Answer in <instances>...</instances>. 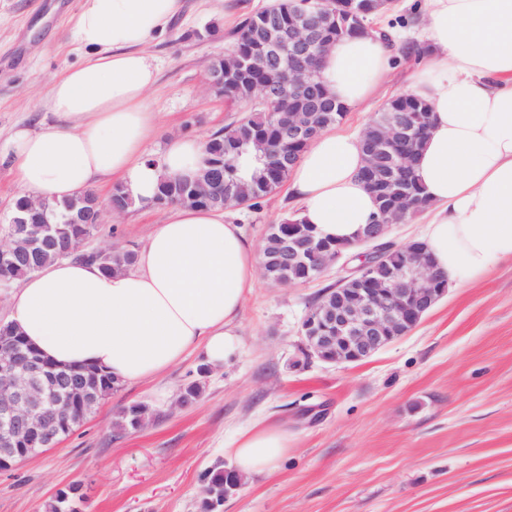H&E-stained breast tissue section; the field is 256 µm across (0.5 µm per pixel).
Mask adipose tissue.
<instances>
[{
	"mask_svg": "<svg viewBox=\"0 0 512 512\" xmlns=\"http://www.w3.org/2000/svg\"><path fill=\"white\" fill-rule=\"evenodd\" d=\"M182 0H82L75 36L82 61L48 88L60 126H20L7 153L20 188L60 202L93 183L125 185L152 205L158 184L192 178L203 139L170 140L156 164L143 145L157 116L145 102L157 68L144 52ZM428 58L410 88L432 127L415 160L432 217L421 236L450 284L461 287L512 259V0H426ZM390 49L368 33L336 41L319 66L329 96L354 108L390 70ZM359 135L324 128L289 175L303 223L319 237L356 242L376 211L360 179ZM260 254L221 209L179 206L129 268L45 265L14 292L8 318L62 367H95L124 382L154 379L194 351L218 367L240 348L238 316L257 284ZM291 440L277 425L239 435L230 457L244 475L274 474Z\"/></svg>",
	"mask_w": 512,
	"mask_h": 512,
	"instance_id": "1",
	"label": "adipose tissue"
}]
</instances>
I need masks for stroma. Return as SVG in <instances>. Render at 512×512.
Here are the masks:
<instances>
[{
  "label": "stroma",
  "instance_id": "35a3bbf8",
  "mask_svg": "<svg viewBox=\"0 0 512 512\" xmlns=\"http://www.w3.org/2000/svg\"><path fill=\"white\" fill-rule=\"evenodd\" d=\"M266 0H183L167 31L145 47L158 69L147 103L158 114L144 152L171 137L201 138L239 115L210 94L208 66L230 47L241 16ZM80 0H0V211L20 189L6 155L15 127L55 122L49 84L82 59L74 34ZM216 25L218 34L205 29ZM385 82L338 123L362 130L391 98L408 92L421 66L404 58L424 41V25L395 28ZM294 203L280 189L263 209L233 211L261 242L268 224ZM163 207L105 215L84 250H138ZM336 271L299 285L259 280L238 317L240 353L222 367L193 352L161 376L127 383L53 448L0 471V512H44L57 492L81 484L84 512H199L204 475L230 465L235 438L276 424L292 440L272 475L244 477L222 512H512V259L447 294L407 335L364 362L332 365L301 358L298 329ZM193 405L177 398L190 382ZM132 403L152 417L116 432Z\"/></svg>",
  "mask_w": 512,
  "mask_h": 512
}]
</instances>
